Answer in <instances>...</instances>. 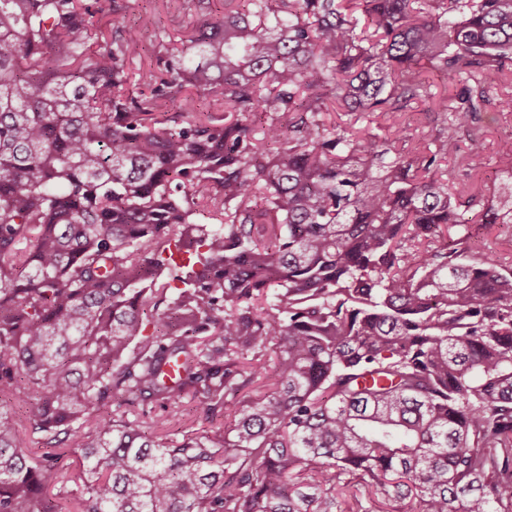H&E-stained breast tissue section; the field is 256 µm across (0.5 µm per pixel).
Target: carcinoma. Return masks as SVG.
I'll return each mask as SVG.
<instances>
[{"mask_svg":"<svg viewBox=\"0 0 512 512\" xmlns=\"http://www.w3.org/2000/svg\"><path fill=\"white\" fill-rule=\"evenodd\" d=\"M220 2L132 97L138 28L0 0V512H61V457L30 461L5 410L30 389L25 426L77 445L79 512H336L353 482L512 512V272L433 246L477 195L441 132L320 123L389 120L431 70L465 76L434 111L469 124L512 74V0ZM189 397L224 433L104 412L176 424Z\"/></svg>","mask_w":512,"mask_h":512,"instance_id":"1","label":"carcinoma"}]
</instances>
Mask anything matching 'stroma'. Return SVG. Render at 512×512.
Instances as JSON below:
<instances>
[{
  "mask_svg": "<svg viewBox=\"0 0 512 512\" xmlns=\"http://www.w3.org/2000/svg\"><path fill=\"white\" fill-rule=\"evenodd\" d=\"M150 15L154 25L141 31V54L144 63H152L156 55L170 49L173 41L184 32L196 27L201 19L198 11L184 8L167 10L163 0H133L132 9L124 15V21L139 26L142 16ZM427 94L398 114L396 122L406 134L413 136L433 135L439 123L427 118L425 109L433 107L441 95L455 97L463 83L448 79L438 73L427 75ZM487 101L478 115L476 127L482 147L474 154L468 153V136L465 131H452V141L458 152L448 157V185L452 189L474 187L479 204L476 216L469 224L449 225L446 234L440 235L439 245L456 243L462 256L468 261L480 260L493 253L500 257L505 270H512V224H487L481 218L483 210L491 207L499 185L512 178L499 170L497 160L501 154L512 151V105L507 102V78L502 74H491L487 84Z\"/></svg>",
  "mask_w": 512,
  "mask_h": 512,
  "instance_id": "obj_1",
  "label": "stroma"
}]
</instances>
